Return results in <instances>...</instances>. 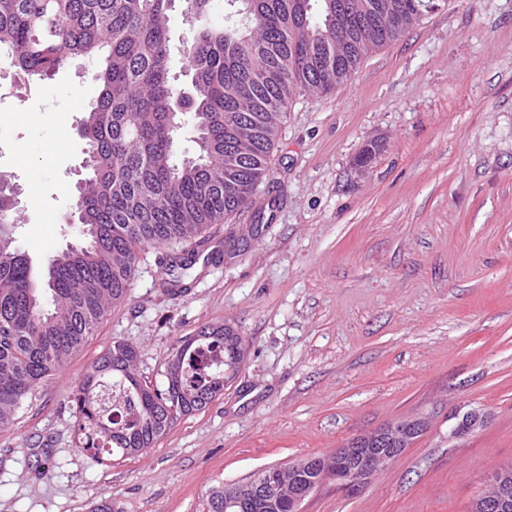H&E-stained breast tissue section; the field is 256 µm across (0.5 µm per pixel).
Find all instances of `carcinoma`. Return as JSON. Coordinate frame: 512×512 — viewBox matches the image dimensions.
<instances>
[{
    "mask_svg": "<svg viewBox=\"0 0 512 512\" xmlns=\"http://www.w3.org/2000/svg\"><path fill=\"white\" fill-rule=\"evenodd\" d=\"M174 0H0V54L18 76L45 80L72 59L101 62L99 93L78 123L87 175L77 191L84 243L53 256L43 282L14 246L11 179L0 175V427L28 394L63 370L111 305L123 300L145 246L200 239L253 201L297 91L327 94L373 49L398 39L437 0H345L344 39L323 36L329 0H225L224 26L211 0H187L196 27L183 49L190 91L174 83ZM191 114L201 141L178 158ZM189 336L176 349L179 381L163 389L137 378L138 352L116 341L74 394V426L94 454L139 455L187 412L224 391V363L198 369ZM289 489L251 504L211 490L208 512H290Z\"/></svg>",
    "mask_w": 512,
    "mask_h": 512,
    "instance_id": "1",
    "label": "carcinoma"
}]
</instances>
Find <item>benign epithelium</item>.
Listing matches in <instances>:
<instances>
[{
    "label": "benign epithelium",
    "instance_id": "benign-epithelium-1",
    "mask_svg": "<svg viewBox=\"0 0 512 512\" xmlns=\"http://www.w3.org/2000/svg\"><path fill=\"white\" fill-rule=\"evenodd\" d=\"M232 349V358L228 362V368L224 370V383L234 379L240 367L245 361L247 347L236 333L231 332L224 337ZM485 415L478 410H473L462 415L449 433V438L457 439L471 435L484 427ZM426 422L421 418H409L389 423L374 431L354 437L341 448L336 450V459L356 456L359 463L351 468H332L327 463L318 461H298L288 465V473L293 478L300 479L302 474L313 471L314 476L307 478V482L297 485L288 501L291 503L292 512H302V503L326 482H334L339 488L354 485L365 488L375 473L391 464L404 451L411 447L416 438L425 429ZM490 485L497 487L493 496L481 495L475 500L474 512H508L512 506V489L504 480L498 482L491 480ZM258 490V484L250 478L238 481L232 487V496L239 502L251 500Z\"/></svg>",
    "mask_w": 512,
    "mask_h": 512
}]
</instances>
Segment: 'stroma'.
<instances>
[{
    "instance_id": "1",
    "label": "stroma",
    "mask_w": 512,
    "mask_h": 512,
    "mask_svg": "<svg viewBox=\"0 0 512 512\" xmlns=\"http://www.w3.org/2000/svg\"><path fill=\"white\" fill-rule=\"evenodd\" d=\"M95 71L75 59L25 81L0 57V173L21 190L14 246L38 272L82 241L76 121ZM205 237L209 259L142 248L125 301L0 430V512H207L219 483L407 417L427 422L411 448L303 512H468L512 464V0H441L335 92L296 97L252 204ZM176 257L192 266L173 294ZM224 325L248 354L223 394L141 455L83 450L73 395L113 342L162 387L182 337ZM472 409L485 426L449 439Z\"/></svg>"
}]
</instances>
